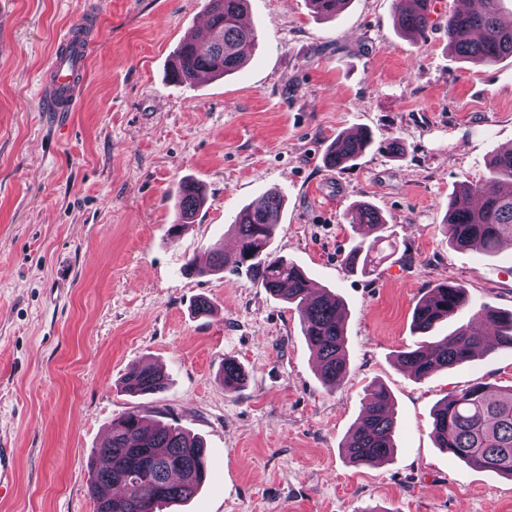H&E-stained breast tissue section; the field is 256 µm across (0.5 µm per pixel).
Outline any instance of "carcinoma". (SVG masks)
Returning a JSON list of instances; mask_svg holds the SVG:
<instances>
[{"mask_svg":"<svg viewBox=\"0 0 512 512\" xmlns=\"http://www.w3.org/2000/svg\"><path fill=\"white\" fill-rule=\"evenodd\" d=\"M321 15H333L346 0H308ZM433 0H413V8L396 12L395 23L403 33L424 30ZM246 0H208L209 35L194 42L184 40L173 52L171 77L190 84L199 75L221 77L238 71L245 63L244 49L254 44L258 32L241 23ZM497 0H484L479 10L448 14V46L465 61L492 64L512 56V26L501 23ZM371 144V134L340 135L326 151L324 162L341 168L359 158ZM487 183L482 187L462 184L448 197L446 230L457 247L491 254L504 239L512 240V151L490 160ZM204 203L199 184L181 182L176 190L177 223L171 233L178 237L189 229ZM283 197L274 192L262 202L241 209L231 227L238 248L228 258L213 252L207 267L189 261L185 273L203 276L229 269L256 280L272 296L295 306L307 345L315 358L322 384L334 388L346 374V310L343 300L329 290L311 287L302 268L274 254L273 237L281 221ZM353 220L359 239L345 263L350 270L366 268L374 260L376 246L387 228L382 214L371 205L357 207ZM376 234L368 240L370 234ZM468 304L465 288L440 284L431 288L414 307L413 329L430 334L440 323ZM496 344L512 348V313L482 307L468 323L447 336L398 355L400 365L417 379L473 361L488 352L486 335ZM246 380L237 362L224 360V391L232 394ZM122 389L133 395H155L167 389V378L153 363L136 365L122 379ZM397 423L388 391L381 385L365 398L362 415L344 442L353 464L388 459L395 447ZM432 434L437 447L470 465L512 478V386L491 390L483 384L447 395L434 411ZM111 439L98 454L109 460L92 475L91 489L96 512H163L190 500L207 470L203 441L172 425H158L146 416L127 412L112 420Z\"/></svg>","mask_w":512,"mask_h":512,"instance_id":"cac0c4a2","label":"carcinoma"}]
</instances>
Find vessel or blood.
I'll use <instances>...</instances> for the list:
<instances>
[{"instance_id":"obj_1","label":"vessel or blood","mask_w":512,"mask_h":512,"mask_svg":"<svg viewBox=\"0 0 512 512\" xmlns=\"http://www.w3.org/2000/svg\"><path fill=\"white\" fill-rule=\"evenodd\" d=\"M95 17L83 18L70 26L58 39L53 60L41 77L40 93L51 112H74L81 103L84 65L94 45Z\"/></svg>"}]
</instances>
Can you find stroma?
Returning <instances> with one entry per match:
<instances>
[{
    "instance_id": "1",
    "label": "stroma",
    "mask_w": 512,
    "mask_h": 512,
    "mask_svg": "<svg viewBox=\"0 0 512 512\" xmlns=\"http://www.w3.org/2000/svg\"><path fill=\"white\" fill-rule=\"evenodd\" d=\"M396 0H248L259 38L239 72L180 84L174 48L200 35L207 0H5L0 5V444L14 480L0 512H95L113 418L151 410L200 436L210 475L174 512H512V478L436 447L432 413L474 384L512 385V350L419 380L413 309L448 281L473 307L512 312V245H452L449 195L482 184L512 148V56L460 60L446 23L462 0H433L421 34L400 33ZM100 14L79 111L41 110L39 77L62 29ZM374 143L345 168L323 163L338 135ZM397 143L398 154L387 150ZM206 202L171 236L175 190ZM285 199L272 248L346 305L348 373L327 390L292 305L247 275H184L234 244L237 213ZM387 221L370 273L347 271L357 202ZM213 311L195 313L198 298ZM248 382L225 393V359ZM169 377L159 395L121 388L131 366ZM400 426L392 458L349 463L342 445L374 384Z\"/></svg>"
}]
</instances>
